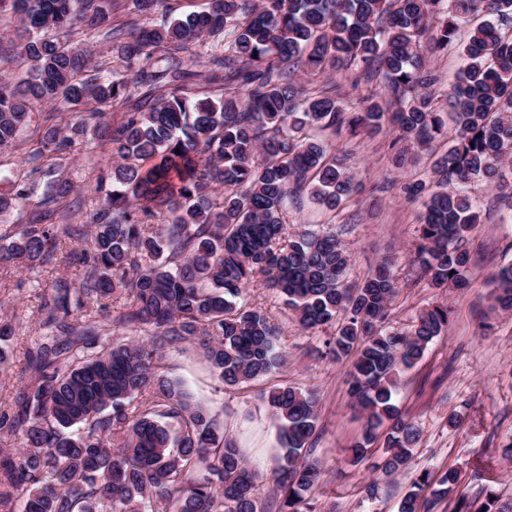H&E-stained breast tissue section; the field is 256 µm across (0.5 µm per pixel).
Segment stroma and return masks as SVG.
<instances>
[{
    "mask_svg": "<svg viewBox=\"0 0 512 512\" xmlns=\"http://www.w3.org/2000/svg\"><path fill=\"white\" fill-rule=\"evenodd\" d=\"M466 41V32H459L447 53L431 59L440 76L431 89L439 111L450 110L449 92L463 69ZM74 120V114L51 104L35 109L16 145L0 150V192L25 181L32 170L30 156L47 128ZM325 142L352 176L353 192L338 213L325 210L308 193L293 196L285 213L289 229L305 225L336 235L351 257L352 285L362 282L382 260L391 259L397 293L388 308L390 326L410 329L421 311L441 302L451 310L447 335L436 338L415 366L398 372L394 399L422 431L410 470L383 485L377 501L367 500L364 488L372 478L371 467L366 462L353 464L348 457L363 420L348 393V362L327 353L333 329H302L293 312L262 282L249 286L244 297L279 326L287 356L284 366L251 383L227 387L194 343L185 341L167 347L165 371L189 385L263 475L257 494L260 512H274L270 474L279 448L278 421L265 394L285 385L313 392L319 400L313 455L323 464V479L313 497L321 512H398L416 474L450 468L460 473L459 494L472 498L491 487L501 501L512 502V459L505 456L506 445L512 443V314L491 310L487 286L493 272L512 264V222L506 220L492 185L468 186L480 214L476 230L463 243L472 257L470 286L445 292L430 288L413 261L424 201L409 198L403 187L430 177L445 141L425 151L384 131L375 136L329 135ZM111 162V144L91 135L62 154H44L41 166L58 164L59 176L74 187L56 208L57 223H87L97 179ZM58 277L79 282L82 268L64 254L48 268L0 261V317L8 320L13 332L7 343V370L0 375V412L13 410L26 349L39 334L37 309Z\"/></svg>",
    "mask_w": 512,
    "mask_h": 512,
    "instance_id": "stroma-1",
    "label": "stroma"
}]
</instances>
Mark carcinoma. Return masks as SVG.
<instances>
[{
	"mask_svg": "<svg viewBox=\"0 0 512 512\" xmlns=\"http://www.w3.org/2000/svg\"><path fill=\"white\" fill-rule=\"evenodd\" d=\"M111 11L112 0H0V14L20 23L19 54L29 63L25 77L0 78V148L17 142L34 102L94 118L99 106L140 89L112 128L84 117L61 142L58 129L43 136L49 152L89 133L112 143L89 227L50 222L52 205L73 191L57 177L5 247L10 259L46 266L76 241L83 278L77 287L56 280L39 305L43 333L26 351L15 410L0 415V429L22 440L18 452L0 456V512H14L20 498L23 512H257L259 474L161 365L165 346L189 339L227 387L279 366L278 327L262 308L238 303L257 279L302 327L337 325L328 354L353 358L350 395L366 419L351 462L382 444L379 479L365 487L377 498L380 480L410 467L420 438L393 402V377L448 333L451 312L437 304L407 332L387 326L397 290L390 262L349 285V256L336 236L285 235L284 205L307 191L334 211L352 193L351 177L315 130L374 134L388 126L420 148L443 134L430 93L439 78L427 56L447 51L483 14L451 88L453 145L436 159L432 185L405 187L428 196L416 260L430 286L467 287L461 242L480 214L459 187L486 181L512 211L503 172L512 158V0H210L203 11L170 12L142 27L111 26ZM50 29L59 36H41ZM99 32L114 42L124 71L100 74L93 53L74 40ZM190 44L206 57L202 72L172 52L157 56ZM300 71L379 73L389 101L369 98L350 112L338 88L307 89L295 79ZM193 81L219 88L220 97L183 94ZM35 189L19 184L1 194L0 215ZM160 216L164 223H155ZM491 283L493 310L511 313L512 265ZM119 292L123 303L105 304ZM121 329L146 338L112 339ZM139 399L149 408L134 406ZM268 402L279 421L278 512H316V398L283 386ZM458 482L453 469L416 475L399 512H433L443 501L451 512H512L491 488L480 502L454 498Z\"/></svg>",
	"mask_w": 512,
	"mask_h": 512,
	"instance_id": "1",
	"label": "carcinoma"
}]
</instances>
